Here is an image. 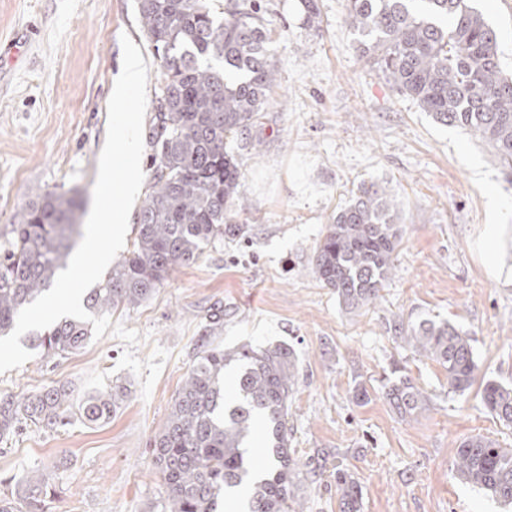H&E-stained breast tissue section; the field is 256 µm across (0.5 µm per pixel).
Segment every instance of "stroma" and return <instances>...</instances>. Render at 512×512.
Wrapping results in <instances>:
<instances>
[{"instance_id": "stroma-1", "label": "stroma", "mask_w": 512, "mask_h": 512, "mask_svg": "<svg viewBox=\"0 0 512 512\" xmlns=\"http://www.w3.org/2000/svg\"><path fill=\"white\" fill-rule=\"evenodd\" d=\"M278 81L253 147L239 149L236 221L245 241L217 239L174 269L145 302L111 311L104 336L80 351L41 354L0 375V396L58 382L74 397L119 381L129 397L99 425L28 428L0 439V492L30 473L56 495L48 512H164L165 488L149 443L165 425L202 342L285 344L299 374L289 425L295 456L316 476L304 512H339L333 474L362 489L360 512H512L463 483L454 467L467 437L512 447V428L481 403L484 384H512V184L488 145L433 121L361 58L345 0H317V26L299 0H260ZM512 72V0H475ZM161 68L134 0H0V231L36 193L70 192L91 204L107 105L122 68V34ZM386 186L402 240L380 299L348 313L311 274L318 242L361 183ZM447 321L468 331L479 371L449 391L437 363L397 338V323ZM401 368L429 398L403 422L383 396ZM363 383L370 399L354 403Z\"/></svg>"}]
</instances>
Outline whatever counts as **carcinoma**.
<instances>
[{"label":"carcinoma","mask_w":512,"mask_h":512,"mask_svg":"<svg viewBox=\"0 0 512 512\" xmlns=\"http://www.w3.org/2000/svg\"><path fill=\"white\" fill-rule=\"evenodd\" d=\"M345 2L346 21L371 69L435 122L462 127L487 143L511 183L512 76L502 69L496 30L471 0ZM135 7L160 61L162 87L153 102L149 189L132 248L83 297L84 307L98 315L138 306L174 268L196 263L215 239L248 238V225L232 223L241 173L226 139L251 130L277 81L267 49L270 30L248 0H231L222 12L207 0H135ZM81 209L77 196L46 191L7 225L0 245V336L14 329L20 310L64 268L82 235ZM397 219L386 187L364 184L319 241L311 273L346 311L379 299L400 244ZM396 330L444 369L449 390L469 389L479 365L466 331L433 320ZM90 337L91 323L65 318L33 335L31 345L49 359L81 349ZM230 370L231 398L225 390ZM297 373V355L284 344L200 346L165 426L150 442L167 512H217L221 497L239 487L247 489L248 512H303L297 495L302 465L293 457L288 429ZM125 396V387L115 384L77 402L59 384L21 398L0 397V438L32 425L66 427L74 417L104 423ZM384 397L406 422L427 409V396L406 374L388 381ZM481 398L500 424L512 427L511 385L488 381ZM258 432L273 461L265 478L253 474L250 455ZM455 467L464 483L512 504V448L473 435L457 448ZM334 482L339 512H360L354 475L338 468ZM47 498L44 479L29 475L11 497H0V512H46Z\"/></svg>","instance_id":"1"}]
</instances>
